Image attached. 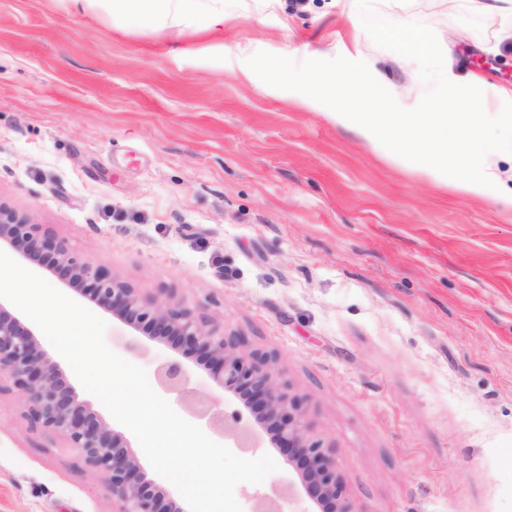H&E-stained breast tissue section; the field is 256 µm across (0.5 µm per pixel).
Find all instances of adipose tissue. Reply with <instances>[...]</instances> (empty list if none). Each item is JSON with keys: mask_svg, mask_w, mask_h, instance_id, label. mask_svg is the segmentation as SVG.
I'll list each match as a JSON object with an SVG mask.
<instances>
[{"mask_svg": "<svg viewBox=\"0 0 512 512\" xmlns=\"http://www.w3.org/2000/svg\"><path fill=\"white\" fill-rule=\"evenodd\" d=\"M78 13L101 9L120 19H150L161 26L214 30L224 23V0H69ZM318 69L307 79L303 107L326 113L372 150L420 172L432 182L476 199L512 207V184L499 167L512 162V88L495 91L494 111L472 93L480 77L460 81L455 70L443 76L452 111L434 98L390 93L384 105H362L359 80L333 67L318 52Z\"/></svg>", "mask_w": 512, "mask_h": 512, "instance_id": "ef3b65f1", "label": "adipose tissue"}]
</instances>
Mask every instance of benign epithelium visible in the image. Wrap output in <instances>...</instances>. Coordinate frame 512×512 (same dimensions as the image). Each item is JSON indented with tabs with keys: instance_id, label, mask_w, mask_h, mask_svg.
<instances>
[{
	"instance_id": "benign-epithelium-1",
	"label": "benign epithelium",
	"mask_w": 512,
	"mask_h": 512,
	"mask_svg": "<svg viewBox=\"0 0 512 512\" xmlns=\"http://www.w3.org/2000/svg\"><path fill=\"white\" fill-rule=\"evenodd\" d=\"M34 265L78 296L118 318L151 340L171 341L197 355L213 381L247 411L228 417L217 401L192 387L178 359L155 372L160 389L173 395L182 412L220 434L242 453L265 445L277 449L291 467L288 481L251 495L250 512H284L283 502L303 494L305 512H353L333 448L314 439L300 409L275 372L272 358L248 350L245 340L226 336L208 319L184 307L167 289L143 295L73 251L39 224H32L0 201V250ZM20 393L30 422L64 439L91 470L102 476L112 497V512H185L143 472L130 440L79 398L60 365L42 346L33 327L0 303V380ZM267 442L260 444L255 432Z\"/></svg>"
}]
</instances>
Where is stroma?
<instances>
[{
    "instance_id": "1",
    "label": "stroma",
    "mask_w": 512,
    "mask_h": 512,
    "mask_svg": "<svg viewBox=\"0 0 512 512\" xmlns=\"http://www.w3.org/2000/svg\"><path fill=\"white\" fill-rule=\"evenodd\" d=\"M224 10L216 34L0 0V200L272 354L355 512H512V212L267 89L272 64L303 85L308 46L335 52L367 98L410 88L421 65L392 36L404 22L433 50L454 41L456 71L489 97L512 86V40L470 0ZM356 38L363 55L336 53ZM102 318L108 346L147 373L178 356ZM0 512H112L102 478L14 391L0 393Z\"/></svg>"
}]
</instances>
